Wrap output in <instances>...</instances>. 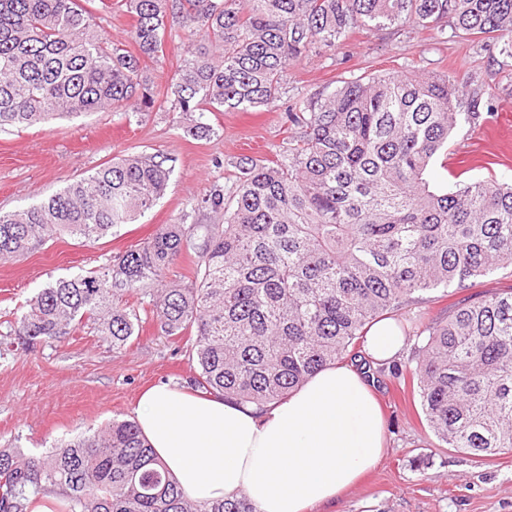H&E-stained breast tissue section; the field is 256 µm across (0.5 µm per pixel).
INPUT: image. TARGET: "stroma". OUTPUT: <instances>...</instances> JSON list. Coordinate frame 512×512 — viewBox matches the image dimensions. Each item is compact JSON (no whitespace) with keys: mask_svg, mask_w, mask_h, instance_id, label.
<instances>
[{"mask_svg":"<svg viewBox=\"0 0 512 512\" xmlns=\"http://www.w3.org/2000/svg\"><path fill=\"white\" fill-rule=\"evenodd\" d=\"M86 8L98 31L130 46L129 14L104 9L100 0H88ZM166 29L164 56L143 63L163 81L177 71L180 46L188 39L178 18H167ZM409 70L472 81L493 96V110L479 124L463 122L452 133L446 154L429 169L431 187L450 188L459 176L512 180V58L490 55L480 43L451 31L396 25L355 29L334 49L291 63L286 92L291 99L306 98L366 74ZM284 109L277 102L255 111L206 113L203 121L214 129L207 137L193 135V117L169 104L0 131V209L5 211L38 203L115 157L164 154L173 160L165 195L136 223L92 244L62 234L20 260L0 263V448L40 455L112 419H134L138 398L151 385L189 390L197 370L192 333L167 336L148 320L121 349L88 326L58 341L23 347L13 342L14 321L53 279L108 265L186 211H193V223H214V213L197 210V203L235 181L237 172L226 159L268 160L287 149L296 130L285 122ZM464 296L454 288L426 292L398 317L417 328L447 318ZM375 389L387 429L383 458L336 504L317 505L311 512H512V453L474 462L436 439L403 379L382 373Z\"/></svg>","mask_w":512,"mask_h":512,"instance_id":"stroma-1","label":"stroma"}]
</instances>
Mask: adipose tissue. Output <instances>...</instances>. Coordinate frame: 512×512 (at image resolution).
I'll use <instances>...</instances> for the list:
<instances>
[{
	"mask_svg": "<svg viewBox=\"0 0 512 512\" xmlns=\"http://www.w3.org/2000/svg\"><path fill=\"white\" fill-rule=\"evenodd\" d=\"M405 344L396 324L382 320L368 329L363 352L381 364ZM136 420L187 498L243 497L256 512H309L336 502L386 448L372 384L345 363L324 367L261 408L158 384L142 393Z\"/></svg>",
	"mask_w": 512,
	"mask_h": 512,
	"instance_id": "obj_1",
	"label": "adipose tissue"
}]
</instances>
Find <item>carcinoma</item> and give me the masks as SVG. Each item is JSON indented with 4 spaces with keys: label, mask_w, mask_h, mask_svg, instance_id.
Instances as JSON below:
<instances>
[{
    "label": "carcinoma",
    "mask_w": 512,
    "mask_h": 512,
    "mask_svg": "<svg viewBox=\"0 0 512 512\" xmlns=\"http://www.w3.org/2000/svg\"><path fill=\"white\" fill-rule=\"evenodd\" d=\"M134 18L139 54L90 23L82 0H0V130L170 102L204 116L267 107L284 94L288 64L357 27H449L512 57V0H118ZM195 40L170 82L141 58L164 54L165 17ZM491 111L482 86L405 72L347 81L288 101L302 129L260 163L242 156L226 192L202 201L222 224L161 225L100 271L58 279L17 318L28 345L92 323L114 348L139 330V310L160 331L195 330L202 393L258 407L278 402L322 368L356 357L375 322L416 292L470 288L512 270V183L488 178L432 190L426 173L456 126ZM168 156L104 164L46 199L0 211V263L61 233L94 243L162 198ZM187 280L169 281L181 257ZM411 370L434 435L475 459L512 452V287L461 300L423 329ZM59 491L66 512H255L241 497L184 498L136 423L114 419L42 456L0 448V512H29Z\"/></svg>",
    "instance_id": "obj_1"
}]
</instances>
